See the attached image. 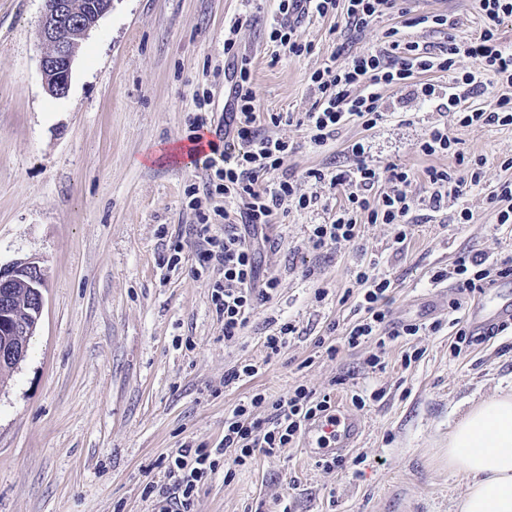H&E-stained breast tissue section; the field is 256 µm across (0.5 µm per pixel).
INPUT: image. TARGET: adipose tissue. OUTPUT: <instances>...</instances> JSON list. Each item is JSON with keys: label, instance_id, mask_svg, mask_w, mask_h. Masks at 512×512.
Wrapping results in <instances>:
<instances>
[{"label": "adipose tissue", "instance_id": "adipose-tissue-1", "mask_svg": "<svg viewBox=\"0 0 512 512\" xmlns=\"http://www.w3.org/2000/svg\"><path fill=\"white\" fill-rule=\"evenodd\" d=\"M448 468L466 474L456 512H512V394L473 405L448 434Z\"/></svg>", "mask_w": 512, "mask_h": 512}]
</instances>
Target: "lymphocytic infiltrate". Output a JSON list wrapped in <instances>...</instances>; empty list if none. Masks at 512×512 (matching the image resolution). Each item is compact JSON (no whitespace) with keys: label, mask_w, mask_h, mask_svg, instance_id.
I'll return each mask as SVG.
<instances>
[{"label":"lymphocytic infiltrate","mask_w":512,"mask_h":512,"mask_svg":"<svg viewBox=\"0 0 512 512\" xmlns=\"http://www.w3.org/2000/svg\"><path fill=\"white\" fill-rule=\"evenodd\" d=\"M395 0H279V20L270 26L269 39L285 53L295 56L310 52V45L299 41L291 16L312 13L327 16L342 13L348 27L363 28L376 16L394 6ZM484 24L480 33L465 41L449 39L441 56H432L414 43L394 39L374 52L354 55L337 69L331 80L313 75L321 97L313 112L307 113L306 129L311 142L323 145L349 119L361 121L365 129L374 128L382 119L379 110L380 90L384 87L405 88L414 74L441 72L450 78L446 110L452 112L457 125H512V96L500 95L491 109L472 110L470 97L483 94L491 83L506 89L512 86V50L502 45L498 29L504 19L512 18V0H480ZM471 67H462V60ZM256 93L247 68H240L233 87V106L224 115L227 133L223 143L209 142L210 153L201 162L205 172L203 194L215 203V216L224 221L223 230L201 222L193 225V234L203 246L196 254L200 268L219 267L222 276L213 285L212 301L224 319V337L241 336L251 316L267 302L279 286L277 276H260L256 250L243 227L261 229L271 224L285 204L308 208L310 200L298 194L293 180L278 178L288 156V144L266 134L258 119L254 102ZM354 167L331 174L320 169L308 170V178L329 183L344 200L330 222L315 225L310 240L315 250L332 245L353 243L364 224H390L394 227V244H404L412 227L413 202L406 187L413 173L399 164L376 166L366 158L362 142L347 147ZM483 178L481 164L468 167L464 174L430 168L425 179L431 189L429 204L440 208L448 197H459L467 189L479 186ZM387 183L388 189L375 193L374 187ZM377 260L358 265L353 281L357 289L359 318L346 330L341 345H328V356L340 348L355 350L369 343L385 347L387 341L414 336L419 325H389L388 305L393 283L380 276ZM452 278L460 293L473 295L498 277L512 276V255L496 258L467 251L460 252L453 263ZM268 408L267 416H258V408ZM333 411L330 394H316L298 385L285 395L271 398L253 394L235 407L224 421V438L218 452L189 444L178 448L168 464L173 491L157 503L158 512H191L192 496L199 484L218 465L242 466L255 453L273 454L294 447L301 432L316 419Z\"/></svg>","instance_id":"obj_1"}]
</instances>
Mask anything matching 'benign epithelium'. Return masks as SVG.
<instances>
[{"label": "benign epithelium", "instance_id": "1", "mask_svg": "<svg viewBox=\"0 0 512 512\" xmlns=\"http://www.w3.org/2000/svg\"><path fill=\"white\" fill-rule=\"evenodd\" d=\"M113 0H44V9L38 27V38L45 47L40 69L47 91L54 97L65 96L70 88L72 65L80 40L112 9ZM45 285V270L34 259L17 260L0 265V327L13 318L11 293L15 288L30 291L34 300L31 316L33 323L21 320L12 331L14 336H31L41 318ZM28 344L20 342L0 344V361L14 364L27 355Z\"/></svg>", "mask_w": 512, "mask_h": 512}]
</instances>
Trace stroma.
I'll return each instance as SVG.
<instances>
[{
    "instance_id": "stroma-1",
    "label": "stroma",
    "mask_w": 512,
    "mask_h": 512,
    "mask_svg": "<svg viewBox=\"0 0 512 512\" xmlns=\"http://www.w3.org/2000/svg\"><path fill=\"white\" fill-rule=\"evenodd\" d=\"M277 7V0H113L80 47L68 95L56 99L40 70L44 0H0V264L33 259L46 271L27 357L0 386V512H156L143 491L166 485L168 460L182 444L217 447L239 403L299 384L331 393L361 421L363 435L346 453L362 457L358 472L326 467L300 444L259 452L233 475L220 468L208 476L191 512H274L287 494L296 512H455L466 492L467 476L448 469V431L473 403L512 392V330L452 353L448 322L467 317L478 300L437 274L462 250L512 253V224L498 223L488 200L512 180L503 166L512 158V126H453L466 159H483L484 178L435 209L425 170L457 166L453 155L416 151L432 125L452 120L440 108L448 84L438 73L427 75L434 101L383 89V118L373 129L350 120L317 147L302 121L319 97L314 73L382 47L393 27L404 41L440 52L449 37L479 31V0H400L355 31L343 16L309 15L295 27L313 50L298 57L269 40ZM432 15L453 18L455 28L412 23ZM232 25L236 52L228 56L224 32ZM244 65L257 113L288 116L272 133L287 141L283 169L311 204L279 211L256 241L262 273L280 284L243 336L228 341L211 300L220 273L199 272L195 261L189 193L204 173L168 151L188 143L200 112L222 120L229 74ZM356 141L372 164L414 172L412 234L398 251L392 225L365 224L358 244L316 253L310 231L330 221L337 195L306 173L351 168L346 148ZM464 208L473 218L457 223ZM175 244L180 260L170 264ZM365 256L394 284L391 323L421 331L382 350L371 343L328 357L315 342L343 336L356 320L354 301L342 296ZM319 288L327 292L321 301ZM438 321L442 329L432 331ZM285 322L295 334L265 361L264 337ZM412 346L422 355L403 367ZM376 351L385 367L374 371L364 360ZM259 360L257 376L225 385L230 368ZM347 375L384 397L355 407Z\"/></svg>"
}]
</instances>
